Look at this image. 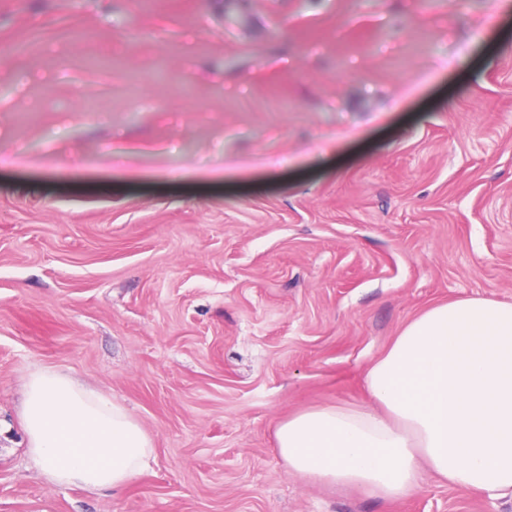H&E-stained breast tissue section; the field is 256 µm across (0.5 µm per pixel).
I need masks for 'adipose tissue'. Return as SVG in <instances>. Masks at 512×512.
Listing matches in <instances>:
<instances>
[{
    "instance_id": "adipose-tissue-1",
    "label": "adipose tissue",
    "mask_w": 512,
    "mask_h": 512,
    "mask_svg": "<svg viewBox=\"0 0 512 512\" xmlns=\"http://www.w3.org/2000/svg\"><path fill=\"white\" fill-rule=\"evenodd\" d=\"M374 403L294 413L275 430L289 473L386 501L424 472L512 497V303L463 298L425 311L367 371ZM27 452L58 485L116 491L150 464L153 440L127 409L54 370L30 373Z\"/></svg>"
}]
</instances>
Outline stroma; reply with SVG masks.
Wrapping results in <instances>:
<instances>
[{
    "instance_id": "35a3bbf8",
    "label": "stroma",
    "mask_w": 512,
    "mask_h": 512,
    "mask_svg": "<svg viewBox=\"0 0 512 512\" xmlns=\"http://www.w3.org/2000/svg\"><path fill=\"white\" fill-rule=\"evenodd\" d=\"M512 0H0V512H512L290 474L427 309L512 303ZM14 163H7V156ZM51 369L152 436L118 492L34 468Z\"/></svg>"
}]
</instances>
